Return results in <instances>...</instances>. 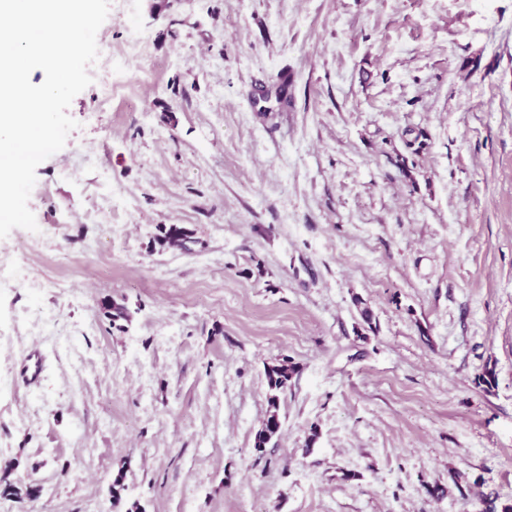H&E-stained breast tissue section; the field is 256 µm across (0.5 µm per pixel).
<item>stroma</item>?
Masks as SVG:
<instances>
[{
	"mask_svg": "<svg viewBox=\"0 0 512 512\" xmlns=\"http://www.w3.org/2000/svg\"><path fill=\"white\" fill-rule=\"evenodd\" d=\"M133 25L36 169L37 235L0 239V480L39 489L10 512H126L120 471L143 512L511 504L512 0H132L100 31ZM102 57H103V71L107 72L106 79L102 81V94L103 99H109L113 89L120 86L119 79H114V67L120 63L122 59L130 53H141L145 50V41L136 31H131L128 39L124 45L119 49L112 48V44L101 41ZM159 234L154 238L161 246L168 248L186 249V242L192 239L193 232L177 224L161 225L158 227ZM43 371V355L40 351L30 352L21 364L20 377L26 385L40 382ZM296 373L297 367L288 359H278L265 365L268 409L266 418L254 434V448L260 450L267 448L270 444L272 447L276 445L274 439L277 438L280 431V395L287 390L289 382Z\"/></svg>",
	"mask_w": 512,
	"mask_h": 512,
	"instance_id": "1",
	"label": "stroma"
}]
</instances>
